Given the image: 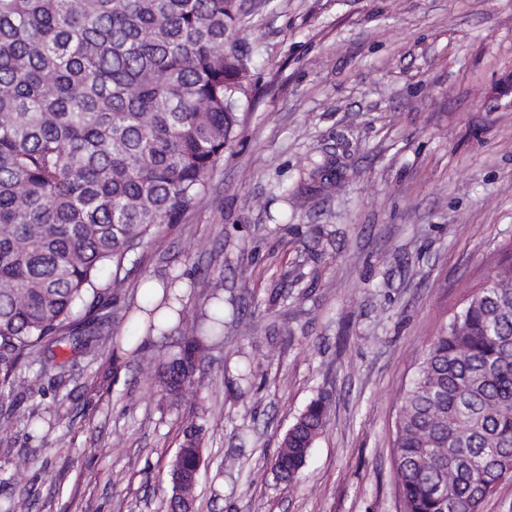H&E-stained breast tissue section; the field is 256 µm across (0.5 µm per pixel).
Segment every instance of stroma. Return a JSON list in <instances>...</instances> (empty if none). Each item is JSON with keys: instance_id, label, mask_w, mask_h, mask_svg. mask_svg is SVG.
Here are the masks:
<instances>
[{"instance_id": "1", "label": "stroma", "mask_w": 512, "mask_h": 512, "mask_svg": "<svg viewBox=\"0 0 512 512\" xmlns=\"http://www.w3.org/2000/svg\"><path fill=\"white\" fill-rule=\"evenodd\" d=\"M240 3L253 91L237 135L186 223L133 254L111 352L32 364L31 397L0 396V512L20 495L28 512H165L190 426L196 512H399L403 391L512 241V0ZM325 159L330 183L296 197ZM176 276L192 286L176 333L129 352L143 282ZM215 277L224 340L171 401L146 368L210 311ZM318 398L327 423L279 482L282 438ZM201 429L189 427L184 433L183 442L170 465L168 511L181 512L183 500L177 493L185 478H190L201 466L203 457Z\"/></svg>"}]
</instances>
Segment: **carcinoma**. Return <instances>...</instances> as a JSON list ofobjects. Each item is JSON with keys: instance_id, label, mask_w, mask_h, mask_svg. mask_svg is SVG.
I'll use <instances>...</instances> for the list:
<instances>
[{"instance_id": "1", "label": "carcinoma", "mask_w": 512, "mask_h": 512, "mask_svg": "<svg viewBox=\"0 0 512 512\" xmlns=\"http://www.w3.org/2000/svg\"><path fill=\"white\" fill-rule=\"evenodd\" d=\"M238 0H0V385L36 354L110 351L100 311L125 287L128 255L183 224L240 123L252 59L230 34ZM427 345L404 391L394 464L400 512H483L512 479V242ZM109 270V279L101 273ZM172 283L144 300L146 332L183 317ZM216 309L155 383H195ZM315 399L288 428L273 471L293 482L322 432ZM187 429L170 465L168 512L201 466Z\"/></svg>"}]
</instances>
